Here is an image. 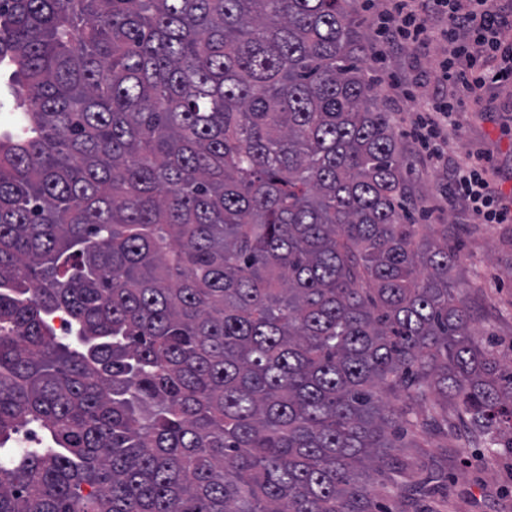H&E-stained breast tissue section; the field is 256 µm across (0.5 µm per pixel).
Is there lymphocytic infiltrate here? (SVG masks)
I'll return each mask as SVG.
<instances>
[{
    "instance_id": "obj_1",
    "label": "lymphocytic infiltrate",
    "mask_w": 512,
    "mask_h": 512,
    "mask_svg": "<svg viewBox=\"0 0 512 512\" xmlns=\"http://www.w3.org/2000/svg\"><path fill=\"white\" fill-rule=\"evenodd\" d=\"M448 19L444 34H437L425 10L414 0H385L374 23L379 43L416 45L445 37L448 57L442 64L444 79L458 85L460 99L441 103L423 102L411 122L409 134L425 149L428 158L443 154V128L451 122L463 98L476 96L485 85L512 81V40L504 36L499 0H429ZM487 155L478 154L455 165L448 179L450 193L472 210L483 223L501 224L512 218V207L504 203L488 179Z\"/></svg>"
}]
</instances>
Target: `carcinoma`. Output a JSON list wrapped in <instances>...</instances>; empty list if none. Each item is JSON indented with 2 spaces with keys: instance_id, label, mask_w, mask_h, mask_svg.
Here are the masks:
<instances>
[{
  "instance_id": "obj_1",
  "label": "carcinoma",
  "mask_w": 512,
  "mask_h": 512,
  "mask_svg": "<svg viewBox=\"0 0 512 512\" xmlns=\"http://www.w3.org/2000/svg\"><path fill=\"white\" fill-rule=\"evenodd\" d=\"M358 8L0 0V512H374L424 409L512 453Z\"/></svg>"
}]
</instances>
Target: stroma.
Instances as JSON below:
<instances>
[{"label": "stroma", "instance_id": "35a3bbf8", "mask_svg": "<svg viewBox=\"0 0 512 512\" xmlns=\"http://www.w3.org/2000/svg\"><path fill=\"white\" fill-rule=\"evenodd\" d=\"M440 44L384 49L368 57L367 74L377 102L393 116L413 194L411 216L435 231H447L461 259L450 278L461 290L474 329L491 339L498 357L512 361V223L484 224L463 206L445 198L448 169L467 155L489 154L490 178L503 198L512 199V82L485 88L480 107L465 104L443 162L430 164L406 131L421 97L459 95L439 77ZM391 449L389 464L376 477L372 496L379 512H512V457L479 448L478 437L457 417L447 429L433 426L426 413Z\"/></svg>", "mask_w": 512, "mask_h": 512}]
</instances>
